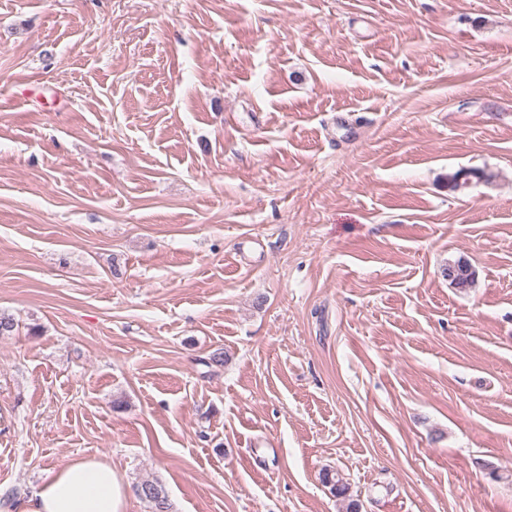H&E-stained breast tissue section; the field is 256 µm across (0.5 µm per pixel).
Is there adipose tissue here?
<instances>
[{
  "instance_id": "adipose-tissue-1",
  "label": "adipose tissue",
  "mask_w": 512,
  "mask_h": 512,
  "mask_svg": "<svg viewBox=\"0 0 512 512\" xmlns=\"http://www.w3.org/2000/svg\"><path fill=\"white\" fill-rule=\"evenodd\" d=\"M127 490L110 463L73 459L48 472L16 512H125Z\"/></svg>"
}]
</instances>
